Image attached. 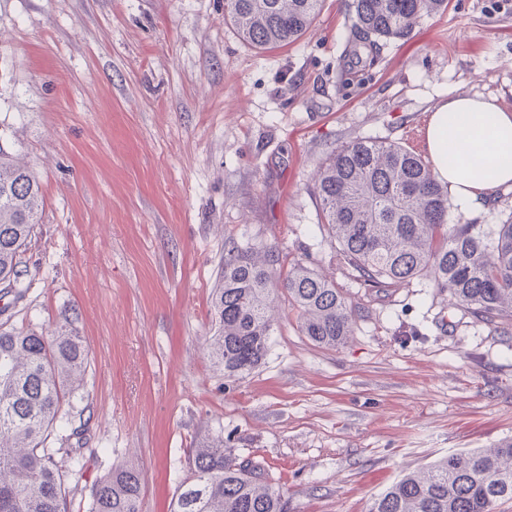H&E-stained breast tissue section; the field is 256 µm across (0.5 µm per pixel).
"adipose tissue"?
<instances>
[{
  "label": "adipose tissue",
  "mask_w": 512,
  "mask_h": 512,
  "mask_svg": "<svg viewBox=\"0 0 512 512\" xmlns=\"http://www.w3.org/2000/svg\"><path fill=\"white\" fill-rule=\"evenodd\" d=\"M452 113L464 114L465 125L449 128ZM426 144L437 179L462 209L479 206L492 189L512 186V111L495 98L457 94L437 103Z\"/></svg>",
  "instance_id": "adipose-tissue-1"
}]
</instances>
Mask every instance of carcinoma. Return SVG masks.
<instances>
[{
	"label": "carcinoma",
	"mask_w": 512,
	"mask_h": 512,
	"mask_svg": "<svg viewBox=\"0 0 512 512\" xmlns=\"http://www.w3.org/2000/svg\"><path fill=\"white\" fill-rule=\"evenodd\" d=\"M324 0H224V22L258 50L293 44ZM350 34L364 47L408 40L421 19L448 0H351ZM318 226L351 276L387 291L414 279L448 293L450 308L512 331V216L485 231L452 219L448 187L432 166L400 142L355 138L328 153L315 176ZM43 198L34 173L0 151V287L24 296L20 255L35 236ZM296 312L302 335L336 348L352 336L355 308L336 282L284 258L274 246L224 250L212 296L217 331L208 352L224 377L246 376L265 359L279 296ZM88 349L63 320L50 336L0 323V512H65V478L79 455L47 445L64 426L66 393L83 386ZM90 512H144L141 470L133 461L91 487ZM512 502V441L444 457L405 473L373 498L368 512H496ZM172 512H288L268 470L224 451L220 436L193 448L191 477Z\"/></svg>",
	"instance_id": "carcinoma-1"
}]
</instances>
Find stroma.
<instances>
[{
  "instance_id": "1",
  "label": "stroma",
  "mask_w": 512,
  "mask_h": 512,
  "mask_svg": "<svg viewBox=\"0 0 512 512\" xmlns=\"http://www.w3.org/2000/svg\"><path fill=\"white\" fill-rule=\"evenodd\" d=\"M342 0L296 44L260 51L224 0H0V149L38 178L43 209L21 255L30 288L0 322L88 346L51 445L90 487L139 462L145 512H170L194 442L222 435L264 465L288 512H368L402 474L512 440V335L450 310L420 279L368 291L318 227L319 163L377 136L424 153L434 105L458 93L512 108V0H450L408 41L353 66ZM274 245L331 277L357 309L324 348L283 312L264 362L213 366L212 291L231 244Z\"/></svg>"
}]
</instances>
